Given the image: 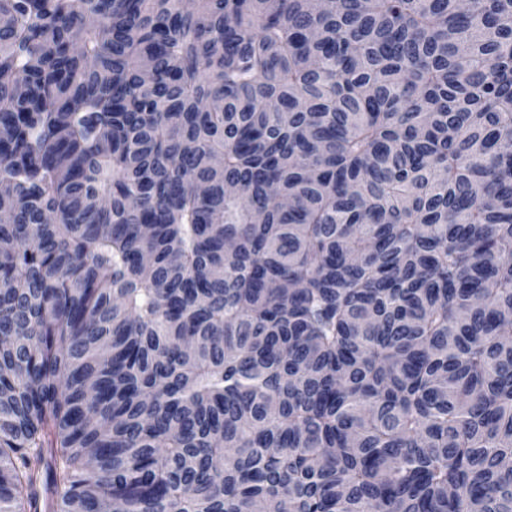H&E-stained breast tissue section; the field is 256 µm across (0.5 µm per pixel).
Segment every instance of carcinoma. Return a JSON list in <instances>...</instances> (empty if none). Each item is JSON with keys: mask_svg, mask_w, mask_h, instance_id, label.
Listing matches in <instances>:
<instances>
[{"mask_svg": "<svg viewBox=\"0 0 512 512\" xmlns=\"http://www.w3.org/2000/svg\"><path fill=\"white\" fill-rule=\"evenodd\" d=\"M0 512H512V0H0Z\"/></svg>", "mask_w": 512, "mask_h": 512, "instance_id": "carcinoma-1", "label": "carcinoma"}]
</instances>
